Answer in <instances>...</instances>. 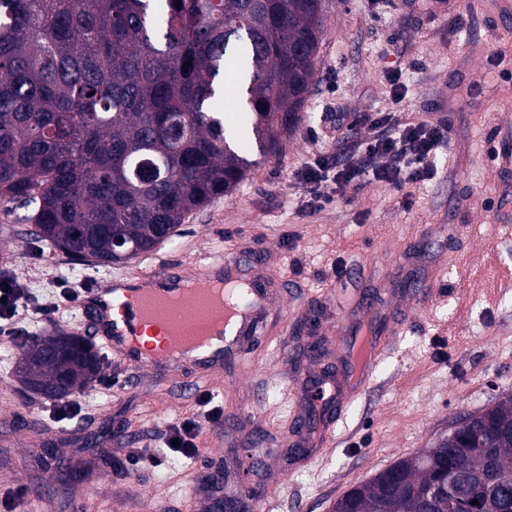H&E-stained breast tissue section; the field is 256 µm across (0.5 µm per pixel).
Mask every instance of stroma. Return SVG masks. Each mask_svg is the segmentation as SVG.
Listing matches in <instances>:
<instances>
[{"mask_svg":"<svg viewBox=\"0 0 512 512\" xmlns=\"http://www.w3.org/2000/svg\"><path fill=\"white\" fill-rule=\"evenodd\" d=\"M467 20L452 26L456 12ZM503 50L506 62L491 56ZM315 80L300 119L278 155L263 158L241 143L251 162L231 194L195 211L176 236L132 263L97 267L51 253L26 234L25 210L0 209V269L27 286L28 312L13 335L0 334V512H200L187 497H226L241 485L240 450L225 441L234 426L276 448L259 481L281 512H332L336 500L402 456L429 448L457 416L512 393V158H492L496 130L512 127V0H325L324 35ZM407 86L393 101L389 73ZM395 112L445 125L448 148L434 179L411 186L410 200L371 183L318 208L306 205L296 172L314 156L345 154L369 135L357 116ZM261 248L267 271L287 281L288 354L254 337L245 370L203 378L178 369L175 382L146 373L140 390L102 391L114 378L104 359L99 381L79 395L83 413L55 422L52 401L22 392L14 376L17 337L52 327L79 332L80 313L67 293L93 280L155 270L227 251ZM346 266L337 278L336 265ZM447 276L443 293L419 295L433 269ZM384 307L362 312L369 294ZM343 320L347 331L325 342L321 325ZM390 333L392 347L366 392H347V360L359 342ZM335 378L342 394L327 447L319 431H298L307 380ZM210 393L223 410L201 437L199 457L162 466L143 463L126 477L113 471L114 447L151 452L168 428L199 409ZM260 409L241 418L243 407ZM56 450V461L40 456ZM82 473L63 481L61 466ZM23 497H14L16 487ZM201 497V498H202Z\"/></svg>","mask_w":512,"mask_h":512,"instance_id":"35a3bbf8","label":"stroma"}]
</instances>
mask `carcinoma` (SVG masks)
I'll use <instances>...</instances> for the list:
<instances>
[{"instance_id":"cac0c4a2","label":"carcinoma","mask_w":512,"mask_h":512,"mask_svg":"<svg viewBox=\"0 0 512 512\" xmlns=\"http://www.w3.org/2000/svg\"><path fill=\"white\" fill-rule=\"evenodd\" d=\"M0 204L29 235L96 266L128 264L250 162L216 108L225 69L273 157L315 77L323 0H0ZM23 389L72 397L100 373L82 336L22 343ZM478 504H472L473 500ZM333 512H512V393L337 499Z\"/></svg>"}]
</instances>
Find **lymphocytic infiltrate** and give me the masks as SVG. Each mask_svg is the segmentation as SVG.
<instances>
[{
    "mask_svg": "<svg viewBox=\"0 0 512 512\" xmlns=\"http://www.w3.org/2000/svg\"><path fill=\"white\" fill-rule=\"evenodd\" d=\"M367 125L371 133L362 143L352 146L349 161L334 163L321 155L299 171L298 178L309 193V206L320 202L325 186L344 196L374 181L400 190L434 178L436 155L446 140L441 124L403 121L395 113L381 112ZM220 419V412L214 410L184 417L170 426L169 443L159 455L147 457L133 449L127 457L135 465L146 461L156 465L167 456L194 458L206 425Z\"/></svg>",
    "mask_w": 512,
    "mask_h": 512,
    "instance_id": "obj_1",
    "label": "lymphocytic infiltrate"
}]
</instances>
